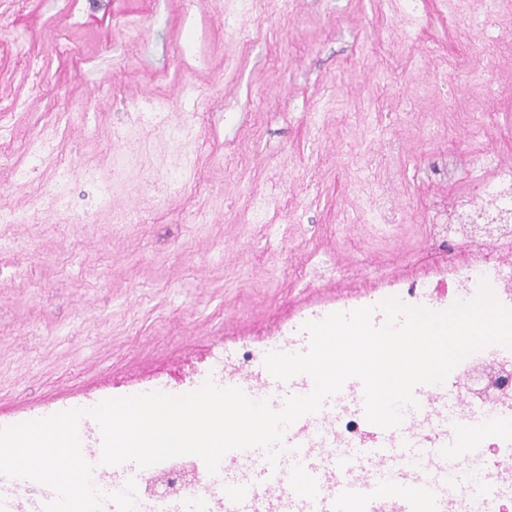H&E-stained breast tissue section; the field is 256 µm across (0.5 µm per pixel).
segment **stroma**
<instances>
[{"label": "stroma", "instance_id": "1", "mask_svg": "<svg viewBox=\"0 0 512 512\" xmlns=\"http://www.w3.org/2000/svg\"><path fill=\"white\" fill-rule=\"evenodd\" d=\"M480 8L264 0L242 46L224 24L236 0H0V157L26 174L20 189L0 171V210L31 217L0 223V419L142 395L157 379L177 393L206 384L214 352L236 359L433 266L444 206L485 175L434 183L429 160L512 157V0L469 28ZM439 66V92L417 99ZM153 104L162 128L135 126ZM60 112L69 172L27 152ZM433 112L446 115L435 136ZM192 113L196 137L176 139ZM387 168L398 205L379 224ZM255 195L270 201L259 219Z\"/></svg>", "mask_w": 512, "mask_h": 512}]
</instances>
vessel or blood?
Segmentation results:
<instances>
[{"mask_svg": "<svg viewBox=\"0 0 512 512\" xmlns=\"http://www.w3.org/2000/svg\"><path fill=\"white\" fill-rule=\"evenodd\" d=\"M224 385L256 400L265 397L239 375L226 378ZM445 389L442 383L416 387L417 407L405 408L397 427L367 424L369 444L364 448H330L309 457L288 446L273 464L260 448L227 452L219 465L224 512H288L289 504L307 499L313 512H448L449 466L462 464L478 442L465 438L440 448L424 447L415 426L432 421L434 399ZM290 394L286 387L265 398L279 410ZM331 474L336 489L329 494L323 485Z\"/></svg>", "mask_w": 512, "mask_h": 512, "instance_id": "b4317fda", "label": "vessel or blood"}]
</instances>
